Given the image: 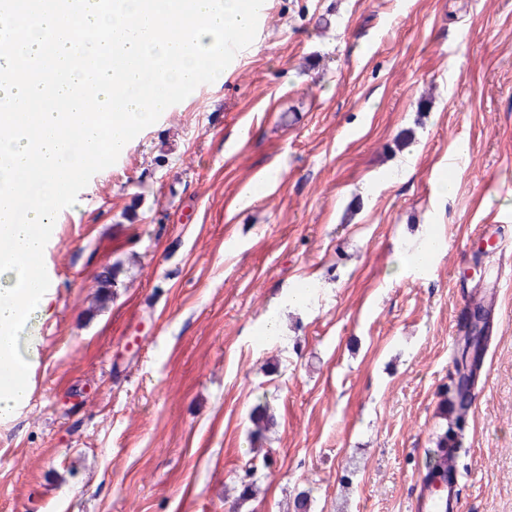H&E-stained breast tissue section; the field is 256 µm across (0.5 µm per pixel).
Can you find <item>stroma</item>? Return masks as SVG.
Segmentation results:
<instances>
[{
	"label": "stroma",
	"mask_w": 512,
	"mask_h": 512,
	"mask_svg": "<svg viewBox=\"0 0 512 512\" xmlns=\"http://www.w3.org/2000/svg\"><path fill=\"white\" fill-rule=\"evenodd\" d=\"M430 236L431 261L396 272ZM44 263L0 512H295L301 494L306 512H416L457 305L488 269L461 496L512 512V0H267L223 79L59 212ZM249 460L260 492L239 503Z\"/></svg>",
	"instance_id": "35a3bbf8"
}]
</instances>
